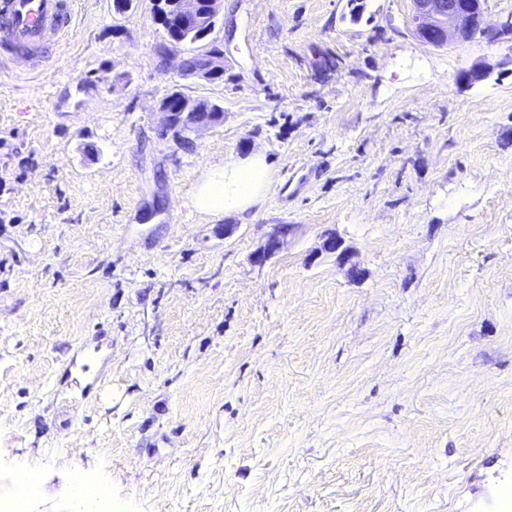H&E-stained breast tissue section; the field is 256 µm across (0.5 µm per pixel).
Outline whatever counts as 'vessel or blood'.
<instances>
[{
	"label": "vessel or blood",
	"instance_id": "b4317fda",
	"mask_svg": "<svg viewBox=\"0 0 512 512\" xmlns=\"http://www.w3.org/2000/svg\"><path fill=\"white\" fill-rule=\"evenodd\" d=\"M73 31V0H0V56L27 49L31 60Z\"/></svg>",
	"mask_w": 512,
	"mask_h": 512
}]
</instances>
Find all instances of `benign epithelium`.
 <instances>
[{
  "label": "benign epithelium",
  "instance_id": "1",
  "mask_svg": "<svg viewBox=\"0 0 512 512\" xmlns=\"http://www.w3.org/2000/svg\"><path fill=\"white\" fill-rule=\"evenodd\" d=\"M160 23L177 19L182 28L189 27L206 38L213 30L220 14L221 0H157ZM412 23L417 37L432 46L440 47L453 38L466 42L474 34L485 32L483 27L482 0H412ZM224 75V52L218 48L204 51L197 66L183 70L185 77H197L208 81ZM170 99L179 100V109L168 107V101L160 103L164 128L181 130L186 134L209 127L223 118L217 106L190 98L179 91L170 93ZM293 233L290 224H276L264 243L253 255V261L261 264L275 255L287 243Z\"/></svg>",
  "mask_w": 512,
  "mask_h": 512
}]
</instances>
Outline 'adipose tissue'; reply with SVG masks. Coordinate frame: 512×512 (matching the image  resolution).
Here are the masks:
<instances>
[{
  "label": "adipose tissue",
  "instance_id": "ef3b65f1",
  "mask_svg": "<svg viewBox=\"0 0 512 512\" xmlns=\"http://www.w3.org/2000/svg\"><path fill=\"white\" fill-rule=\"evenodd\" d=\"M270 170L264 158L253 155L210 168L190 199L200 211L220 216L243 213L270 189Z\"/></svg>",
  "mask_w": 512,
  "mask_h": 512
}]
</instances>
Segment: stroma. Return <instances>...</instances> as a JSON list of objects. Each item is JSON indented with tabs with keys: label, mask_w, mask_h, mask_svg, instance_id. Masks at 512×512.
Segmentation results:
<instances>
[{
	"label": "stroma",
	"mask_w": 512,
	"mask_h": 512,
	"mask_svg": "<svg viewBox=\"0 0 512 512\" xmlns=\"http://www.w3.org/2000/svg\"><path fill=\"white\" fill-rule=\"evenodd\" d=\"M222 4L172 48L220 81L161 64L155 0H74L38 70L0 61V496L30 467L29 512H87L79 479L112 512H512V40ZM175 90L223 123L173 138ZM254 154L256 205L190 206ZM200 55L197 66L183 70V76L213 81L224 75V52L222 50L213 47L204 50V53ZM293 233V226L290 224L274 225L273 230L267 235L264 243L253 255L254 263L261 264L275 255L287 243L288 237Z\"/></svg>",
	"instance_id": "obj_1"
}]
</instances>
